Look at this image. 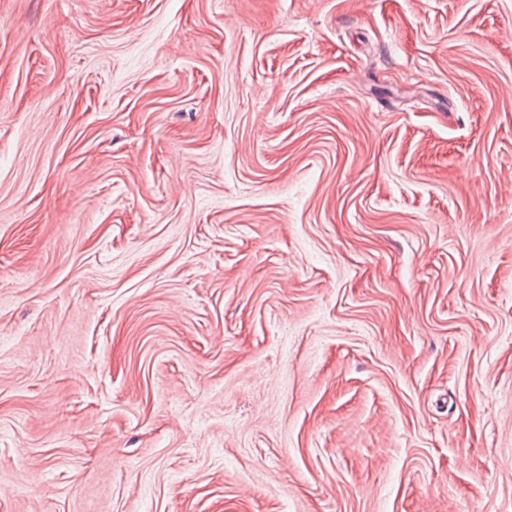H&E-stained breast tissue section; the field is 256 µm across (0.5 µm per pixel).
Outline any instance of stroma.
<instances>
[{"label":"stroma","mask_w":512,"mask_h":512,"mask_svg":"<svg viewBox=\"0 0 512 512\" xmlns=\"http://www.w3.org/2000/svg\"><path fill=\"white\" fill-rule=\"evenodd\" d=\"M0 512H512V0H0Z\"/></svg>","instance_id":"1"}]
</instances>
